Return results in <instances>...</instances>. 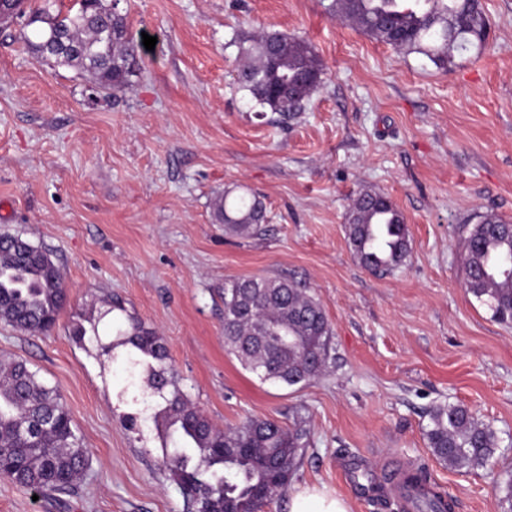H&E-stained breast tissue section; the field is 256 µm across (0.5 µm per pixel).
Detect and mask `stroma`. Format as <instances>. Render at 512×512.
<instances>
[{"label": "stroma", "instance_id": "obj_1", "mask_svg": "<svg viewBox=\"0 0 512 512\" xmlns=\"http://www.w3.org/2000/svg\"><path fill=\"white\" fill-rule=\"evenodd\" d=\"M330 0H121L157 39L123 90L29 53L24 18L0 25V235L50 253L66 305L49 334L0 321V363L55 387L89 464L72 493L0 480V512H186L154 424L130 426L121 391L136 318L162 336L180 388L216 426L302 416L308 445L285 491L326 488L350 512H399L387 474L422 467L454 512H505L512 474V325L464 287L462 227L512 223V0H482L488 38L445 70L331 16ZM276 29L306 38L323 81L292 118L255 115L228 40ZM258 194L261 235L228 237L224 190ZM384 194L411 253L374 273L347 238L350 197ZM288 275L333 329L329 368L297 389L260 381L224 346V284ZM100 344L73 340L74 323ZM467 407L500 440L458 472L432 455L436 405Z\"/></svg>", "mask_w": 512, "mask_h": 512}]
</instances>
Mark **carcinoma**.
Masks as SVG:
<instances>
[{"label":"carcinoma","mask_w":512,"mask_h":512,"mask_svg":"<svg viewBox=\"0 0 512 512\" xmlns=\"http://www.w3.org/2000/svg\"><path fill=\"white\" fill-rule=\"evenodd\" d=\"M0 0V20L27 17L23 42L58 66L78 67L103 89L120 91L139 67L142 40L105 0H75L67 11L50 0ZM328 10L375 40L425 57L438 69L454 53L483 46L487 20L481 0H331ZM237 83L259 114L287 118L304 111L318 88L323 64L308 40L265 30L251 39L233 37ZM213 212L227 236L263 231L266 209L256 196L217 195ZM464 287L491 317L512 324V234L492 214L463 228ZM348 238L365 268L393 270L410 255L402 213L382 194L361 191L348 210ZM66 294L59 267L31 246L18 251L0 241V319L46 333L56 324ZM333 330L318 300L286 276L234 278L224 285V345L263 382L303 386L327 367ZM128 348L126 388L148 373V390L133 397L131 425L150 420L164 426L175 451L165 466L180 485L192 512H261L295 473L308 433L303 421L284 428L273 420H248L232 431L214 425L178 386L162 337L132 319L120 340ZM429 448L448 468L467 471L496 457L495 431L465 407L439 405L428 412ZM88 450L72 428L56 389L46 386L22 360L0 366V479L50 493L71 489L86 467ZM415 512H453L446 493L427 485L426 472L407 476Z\"/></svg>","instance_id":"1"}]
</instances>
